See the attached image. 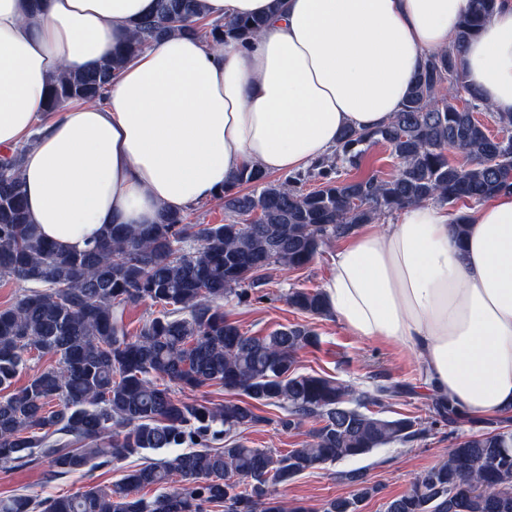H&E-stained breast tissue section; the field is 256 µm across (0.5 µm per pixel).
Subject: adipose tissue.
Wrapping results in <instances>:
<instances>
[{
    "label": "adipose tissue",
    "mask_w": 512,
    "mask_h": 512,
    "mask_svg": "<svg viewBox=\"0 0 512 512\" xmlns=\"http://www.w3.org/2000/svg\"><path fill=\"white\" fill-rule=\"evenodd\" d=\"M259 16L242 46L174 35L112 79L102 106L47 109L61 67L83 70L156 0H0V151H24L28 221L78 250L111 224H152L216 197L244 165L282 175L330 154L345 129L401 110L430 53L459 47L467 82L512 114V0L465 43L470 0H201ZM423 203L341 243L323 286L352 333L412 352L470 414H512V191L468 214Z\"/></svg>",
    "instance_id": "ef3b65f1"
}]
</instances>
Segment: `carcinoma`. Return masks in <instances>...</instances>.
<instances>
[{"mask_svg": "<svg viewBox=\"0 0 512 512\" xmlns=\"http://www.w3.org/2000/svg\"><path fill=\"white\" fill-rule=\"evenodd\" d=\"M494 7L495 0H471L457 42L473 36ZM263 25L259 18L208 22L198 0H158L112 57L84 70L60 69L47 109L102 101L112 77L168 35L247 42ZM458 99L465 106L455 105ZM485 107L457 53H433L388 124L343 131L331 156L293 175L243 166L222 192L224 223L193 224L185 213H163L155 224H114L80 251L56 247L28 222L22 151L0 155V280L31 285L0 306V467L44 464L48 478L58 480L188 445L116 484L43 499L0 498V512H211L226 502V512H303L273 498L271 487L425 437L430 427L423 419L379 410L408 393V385L386 378L355 391L335 378L301 373L297 352L318 344L311 325L251 336L218 301L263 292L271 266L302 269L326 241L408 205L455 208L511 189L512 114L498 116L501 134L492 136L474 118ZM375 145L399 160L396 173L350 176ZM450 146L463 152L461 162L448 161ZM309 182L316 186L306 191ZM144 300L160 307L158 315L130 334L123 310ZM288 303L314 318L330 314L319 289L295 288ZM46 355L54 363L16 385L28 362ZM210 385L234 398L214 404L177 396ZM260 405L282 408L277 424L285 430L313 422L310 440L284 452L237 440L213 447L263 421ZM432 409L450 426L468 424L469 433L384 512H512V417L473 418L440 396ZM239 476L249 482L240 484ZM344 477L358 485L356 493L328 501L323 512H360L375 493L360 471ZM147 487L153 497L137 496Z\"/></svg>", "mask_w": 512, "mask_h": 512, "instance_id": "cac0c4a2", "label": "carcinoma"}]
</instances>
